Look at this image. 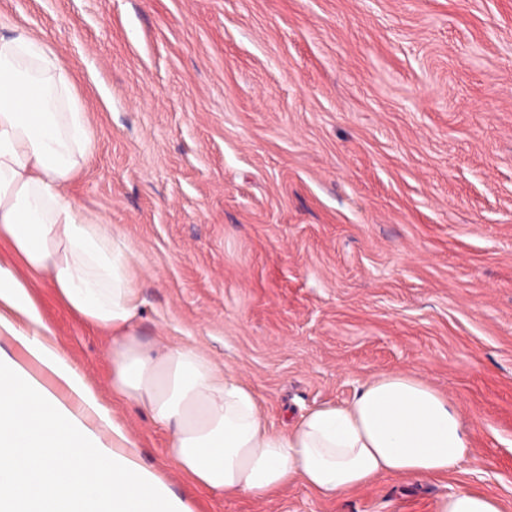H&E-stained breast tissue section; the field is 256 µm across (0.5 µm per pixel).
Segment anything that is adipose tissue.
<instances>
[{
  "label": "adipose tissue",
  "instance_id": "adipose-tissue-1",
  "mask_svg": "<svg viewBox=\"0 0 512 512\" xmlns=\"http://www.w3.org/2000/svg\"><path fill=\"white\" fill-rule=\"evenodd\" d=\"M95 149L54 50L16 26L0 34V242L26 272L0 265V335L27 358L0 354V512H189L140 464L126 426L51 341L29 288L42 280L109 336L113 400L168 430V459L209 495L269 497L299 482L333 500L380 475L434 479L474 462L459 407L416 374H377L350 403L314 408L278 431L254 391L194 345L138 341L131 246L67 194ZM39 366L54 387L36 375ZM438 512L503 505L461 486Z\"/></svg>",
  "mask_w": 512,
  "mask_h": 512
}]
</instances>
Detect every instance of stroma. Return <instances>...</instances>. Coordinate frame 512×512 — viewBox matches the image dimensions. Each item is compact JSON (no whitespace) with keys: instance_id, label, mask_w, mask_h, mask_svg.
Listing matches in <instances>:
<instances>
[{"instance_id":"stroma-1","label":"stroma","mask_w":512,"mask_h":512,"mask_svg":"<svg viewBox=\"0 0 512 512\" xmlns=\"http://www.w3.org/2000/svg\"><path fill=\"white\" fill-rule=\"evenodd\" d=\"M0 23L75 78L97 149L68 191L134 250L142 342L225 364L277 430L404 371L475 430L445 478L224 498L115 404L191 512H437L462 485L512 512V0H0ZM32 294L109 395L108 337Z\"/></svg>"}]
</instances>
